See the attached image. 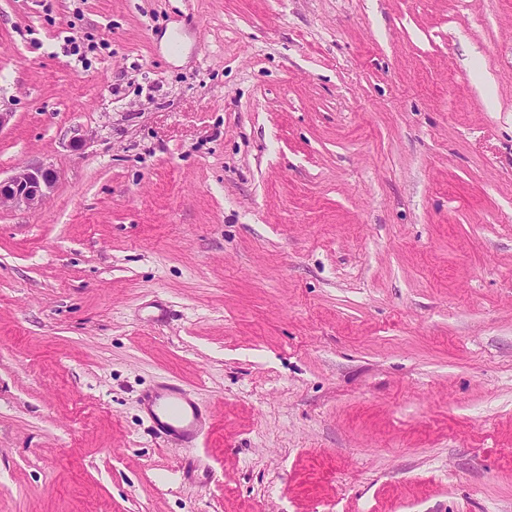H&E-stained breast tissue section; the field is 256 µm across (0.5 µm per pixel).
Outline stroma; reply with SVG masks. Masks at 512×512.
Masks as SVG:
<instances>
[{
  "instance_id": "stroma-1",
  "label": "stroma",
  "mask_w": 512,
  "mask_h": 512,
  "mask_svg": "<svg viewBox=\"0 0 512 512\" xmlns=\"http://www.w3.org/2000/svg\"><path fill=\"white\" fill-rule=\"evenodd\" d=\"M0 112V512H512V0H0ZM57 174L44 164L24 166L7 179L0 178V205L35 208L54 190ZM142 403L155 437L164 442L175 441L193 452L212 431V420L193 390L173 379L158 381L144 393Z\"/></svg>"
}]
</instances>
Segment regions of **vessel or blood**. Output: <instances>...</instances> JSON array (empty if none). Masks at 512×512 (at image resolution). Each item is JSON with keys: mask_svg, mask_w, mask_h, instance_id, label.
<instances>
[{"mask_svg": "<svg viewBox=\"0 0 512 512\" xmlns=\"http://www.w3.org/2000/svg\"><path fill=\"white\" fill-rule=\"evenodd\" d=\"M142 403L155 437L162 441H174L193 451L212 430V420L193 390L173 379L158 381L144 393Z\"/></svg>", "mask_w": 512, "mask_h": 512, "instance_id": "b4317fda", "label": "vessel or blood"}]
</instances>
